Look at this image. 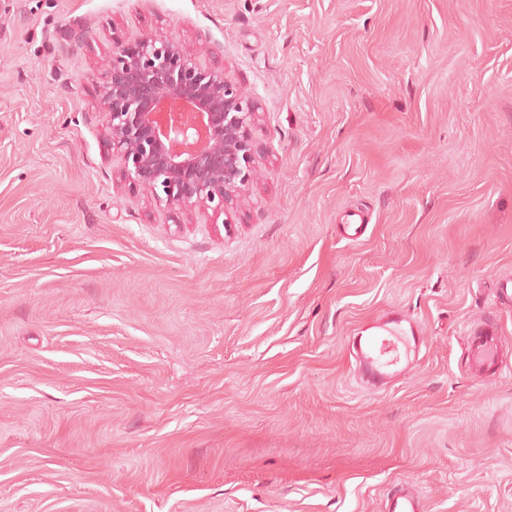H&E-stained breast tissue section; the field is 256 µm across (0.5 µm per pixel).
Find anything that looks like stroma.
Wrapping results in <instances>:
<instances>
[{
  "label": "stroma",
  "instance_id": "1",
  "mask_svg": "<svg viewBox=\"0 0 512 512\" xmlns=\"http://www.w3.org/2000/svg\"><path fill=\"white\" fill-rule=\"evenodd\" d=\"M148 31L259 105L228 223L146 202L106 143L99 63ZM505 276L512 0H0V512H380L399 482L512 512ZM393 309L426 347L368 393L350 336ZM499 328L485 322L470 326L464 336V348L476 377L499 374L504 369Z\"/></svg>",
  "mask_w": 512,
  "mask_h": 512
}]
</instances>
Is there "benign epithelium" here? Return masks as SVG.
Listing matches in <instances>:
<instances>
[{"instance_id": "1", "label": "benign epithelium", "mask_w": 512, "mask_h": 512, "mask_svg": "<svg viewBox=\"0 0 512 512\" xmlns=\"http://www.w3.org/2000/svg\"><path fill=\"white\" fill-rule=\"evenodd\" d=\"M185 41L144 32L112 50L98 108L122 177L171 211L227 216L260 176L255 100Z\"/></svg>"}]
</instances>
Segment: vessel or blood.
<instances>
[{"instance_id":"b4317fda","label":"vessel or blood","mask_w":512,"mask_h":512,"mask_svg":"<svg viewBox=\"0 0 512 512\" xmlns=\"http://www.w3.org/2000/svg\"><path fill=\"white\" fill-rule=\"evenodd\" d=\"M423 342L421 323L397 310L359 328L349 343V351L362 384L380 391L411 370ZM464 348L475 376L483 378L502 372L500 331L496 325L485 322L470 326ZM383 512H423V504L416 493L401 486L390 491Z\"/></svg>"}]
</instances>
